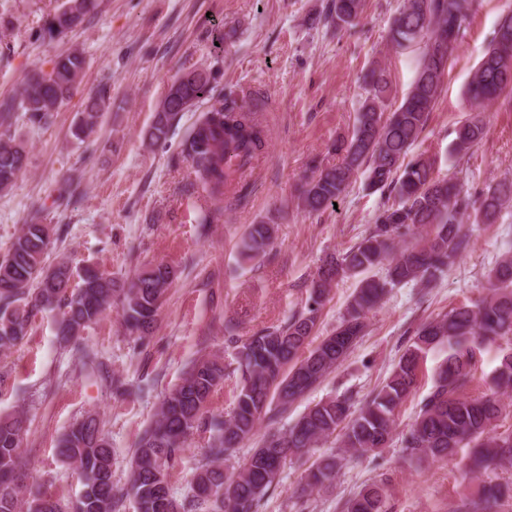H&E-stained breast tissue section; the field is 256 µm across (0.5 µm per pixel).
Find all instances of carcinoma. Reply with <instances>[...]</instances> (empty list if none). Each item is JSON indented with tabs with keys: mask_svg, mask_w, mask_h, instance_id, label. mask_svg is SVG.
<instances>
[{
	"mask_svg": "<svg viewBox=\"0 0 512 512\" xmlns=\"http://www.w3.org/2000/svg\"><path fill=\"white\" fill-rule=\"evenodd\" d=\"M365 6L366 0H329L323 19L341 31L356 24ZM96 7L97 0H64L46 18L43 29L51 39L62 36L73 29L67 10L77 12L81 22ZM472 10L473 0H403L388 37L400 49L420 50L408 94L386 112L387 71L379 64L370 68L364 76L367 96L352 136L336 146L340 161L309 177L301 197L307 210H324L362 171L367 190H387L397 202L377 214L374 226L359 242L324 262L302 311L282 326L231 337L240 381L230 415L203 418L212 394L224 382V361L207 355L187 365L132 455L126 495L134 500L136 512H188L171 493L170 469L184 451L187 437L202 425L211 442L208 463L196 473L194 485L196 506L205 505L208 512H257L288 457L307 453L340 428L347 452L366 453L384 446L398 408L417 386L420 361L436 349L445 357L434 368L432 389L404 438L406 455L418 463H460L474 478L512 468V431H497V422L507 414L502 397L512 393V254H507L489 277L484 299L438 315L413 331L389 376L361 407L352 409L346 397L321 399L291 425L263 438L236 473H224V458L250 442L262 421L277 424L344 362L365 333L366 314L394 288L412 282L429 286L454 264L469 247L462 228L467 213L476 222L490 224L512 199L511 181L499 182L473 199L453 179L434 176L430 158H408L440 96L448 59L460 45ZM323 19L317 16L312 23ZM84 67L81 52L62 54L50 72H30L16 97L0 101V191L11 189L27 164L25 142L10 133L15 113H25L34 123L47 121L78 89ZM508 69L512 70L511 13L498 23L468 84L467 99L476 116L457 130L456 155H467L482 141L485 123L478 113L512 87V80L503 78ZM109 97L110 87L103 85L84 98L73 129L77 140L99 128ZM204 100L211 105L188 136L184 151L193 162L196 179L222 196L238 173L226 167V156H235L242 165L249 162L262 154L265 134L254 112L234 99L215 95L213 69L195 68L172 82L146 137L154 144L166 142L179 114ZM274 240V225H248L239 243L240 259L249 263L264 256ZM50 244V225L34 215L0 256L1 356L21 343L33 319L46 311H59L54 321L57 341L82 360L96 356L83 342L82 332L114 304L121 306L126 326L140 339L151 334L176 278L171 265L152 264L120 282L92 265L78 268L66 258L47 263ZM345 278L357 279L346 313L336 330L314 345L312 335L323 301ZM500 341L510 348L494 370L493 387L476 398L464 396L477 352ZM25 423L20 414L0 416V512H62L57 501L26 482L20 452ZM57 453L81 477L71 512H115L112 447L98 415L88 413L73 426L59 440ZM338 465L334 454L320 459L302 492L330 487ZM499 495L497 487L483 484L461 499L458 512H497ZM342 508L388 512L387 492L380 484L368 485Z\"/></svg>",
	"mask_w": 512,
	"mask_h": 512,
	"instance_id": "1",
	"label": "carcinoma"
}]
</instances>
